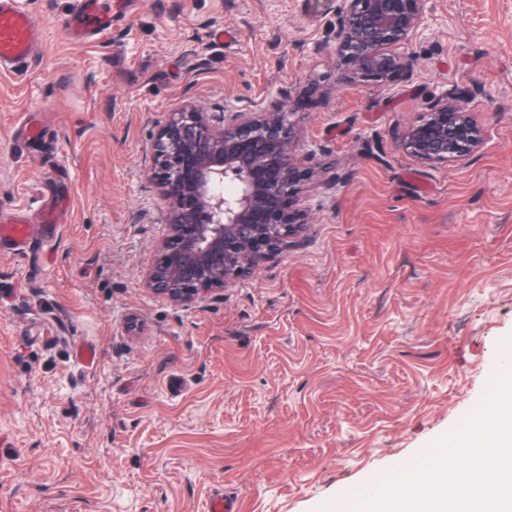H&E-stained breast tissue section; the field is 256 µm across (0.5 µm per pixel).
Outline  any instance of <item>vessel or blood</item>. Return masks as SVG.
Listing matches in <instances>:
<instances>
[{
    "label": "vessel or blood",
    "mask_w": 512,
    "mask_h": 512,
    "mask_svg": "<svg viewBox=\"0 0 512 512\" xmlns=\"http://www.w3.org/2000/svg\"><path fill=\"white\" fill-rule=\"evenodd\" d=\"M36 20L19 5V0H0V69H20L33 50ZM74 29L80 33L91 32L99 36L112 30V0H80ZM32 240L29 225L0 224V245L21 252Z\"/></svg>",
    "instance_id": "vessel-or-blood-1"
}]
</instances>
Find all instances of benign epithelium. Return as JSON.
<instances>
[{"label": "benign epithelium", "instance_id": "benign-epithelium-1", "mask_svg": "<svg viewBox=\"0 0 512 512\" xmlns=\"http://www.w3.org/2000/svg\"><path fill=\"white\" fill-rule=\"evenodd\" d=\"M336 65L379 87L408 70L399 49L416 36L426 0H336ZM470 92L427 99L426 112L398 136L399 148L425 164L464 162L481 145ZM300 131L290 100L267 112L195 108L168 114L152 149L151 174L170 203L172 234L162 268L145 284L177 304L212 291L213 274L231 286L267 256L296 245L299 194L315 173L295 154ZM235 184L226 194L218 186Z\"/></svg>", "mask_w": 512, "mask_h": 512}]
</instances>
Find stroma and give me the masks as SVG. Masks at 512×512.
Returning a JSON list of instances; mask_svg holds the SVG:
<instances>
[{
    "instance_id": "stroma-1",
    "label": "stroma",
    "mask_w": 512,
    "mask_h": 512,
    "mask_svg": "<svg viewBox=\"0 0 512 512\" xmlns=\"http://www.w3.org/2000/svg\"><path fill=\"white\" fill-rule=\"evenodd\" d=\"M22 6L39 50L0 72V214L34 237L0 251V512H327L466 424L512 339V0H428L386 88L338 70L334 0H127L84 42L76 0ZM460 88L471 160L404 155ZM288 96L322 169L297 246L188 304L146 288L167 114ZM24 112L45 149L14 141Z\"/></svg>"
}]
</instances>
